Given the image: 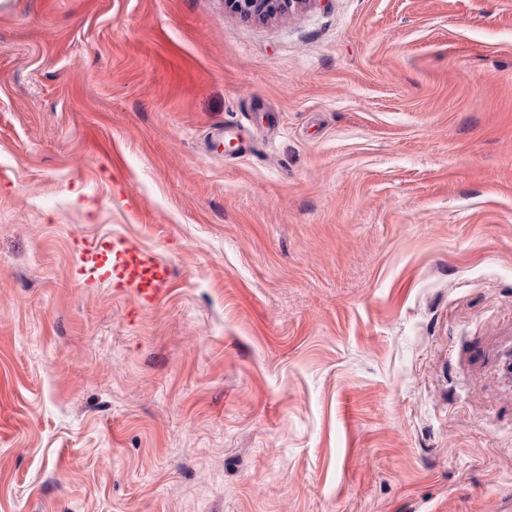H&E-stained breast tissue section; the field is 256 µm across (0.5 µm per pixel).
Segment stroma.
I'll return each mask as SVG.
<instances>
[{"label": "stroma", "mask_w": 512, "mask_h": 512, "mask_svg": "<svg viewBox=\"0 0 512 512\" xmlns=\"http://www.w3.org/2000/svg\"><path fill=\"white\" fill-rule=\"evenodd\" d=\"M101 237L167 296L81 275ZM474 346L512 354V0H0V512H512ZM237 9L247 15L258 16L259 18H265L284 7H288V10L298 9L299 7L307 4L309 0H229ZM112 254L115 290L134 291L145 305H154L166 294L170 281L168 266L127 240L100 239L85 243V263L96 268L103 256Z\"/></svg>", "instance_id": "35a3bbf8"}]
</instances>
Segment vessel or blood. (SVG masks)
Wrapping results in <instances>:
<instances>
[{"mask_svg":"<svg viewBox=\"0 0 512 512\" xmlns=\"http://www.w3.org/2000/svg\"><path fill=\"white\" fill-rule=\"evenodd\" d=\"M83 255L85 262L91 265L98 264L103 256H111L115 290H132L144 304L154 305L167 292L168 266L133 242L100 239L86 244Z\"/></svg>","mask_w":512,"mask_h":512,"instance_id":"1","label":"vessel or blood"}]
</instances>
